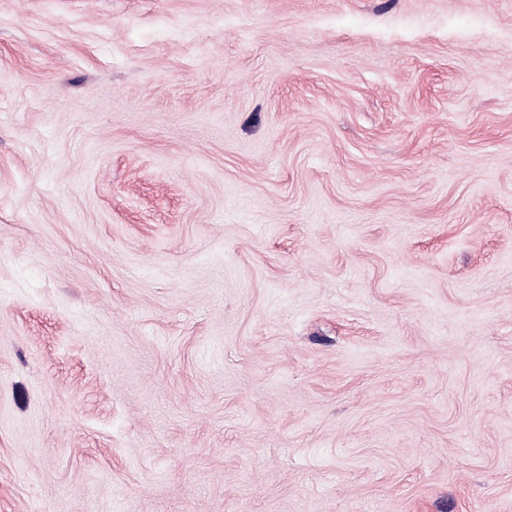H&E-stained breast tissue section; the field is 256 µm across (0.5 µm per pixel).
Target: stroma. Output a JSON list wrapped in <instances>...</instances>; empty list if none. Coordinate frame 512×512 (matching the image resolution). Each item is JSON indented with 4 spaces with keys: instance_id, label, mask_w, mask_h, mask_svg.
<instances>
[{
    "instance_id": "stroma-1",
    "label": "stroma",
    "mask_w": 512,
    "mask_h": 512,
    "mask_svg": "<svg viewBox=\"0 0 512 512\" xmlns=\"http://www.w3.org/2000/svg\"><path fill=\"white\" fill-rule=\"evenodd\" d=\"M0 512H512V0H0Z\"/></svg>"
}]
</instances>
